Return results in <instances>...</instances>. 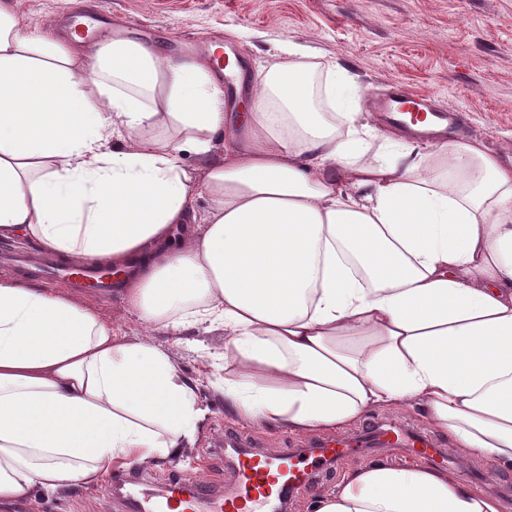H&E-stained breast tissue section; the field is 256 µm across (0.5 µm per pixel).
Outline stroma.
<instances>
[{
    "mask_svg": "<svg viewBox=\"0 0 512 512\" xmlns=\"http://www.w3.org/2000/svg\"><path fill=\"white\" fill-rule=\"evenodd\" d=\"M105 28L164 49L180 58L215 41L245 65L247 81L260 67L277 60L286 42L305 45L343 67L359 88L360 106L370 124L383 120L370 109L373 96L401 87L432 99L441 108L462 112L471 137L485 149L512 158V0H104ZM82 303L100 310L127 340L147 341L167 349L178 368L199 379V400L208 415L196 442L173 461L140 467L143 488L154 493L169 478V464L202 476L214 488L233 489V466L224 458L225 443L277 452L323 444L325 436L285 427L253 426L229 414L209 378L212 355L224 348L223 330L197 328L195 348L174 344L172 336L147 329L123 297L102 301L85 295ZM391 422L448 446L451 439L419 409L374 411L336 431L355 438L376 421ZM411 449L368 443L363 451L343 456L319 469L309 486L293 491L287 512H314V495L326 490L352 468L383 460L414 461ZM445 469L483 493L512 503V468L477 459L448 456ZM15 512H128L125 499L105 485H80L38 497Z\"/></svg>",
    "mask_w": 512,
    "mask_h": 512,
    "instance_id": "stroma-1",
    "label": "stroma"
}]
</instances>
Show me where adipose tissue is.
Returning a JSON list of instances; mask_svg holds the SVG:
<instances>
[{"instance_id": "ef3b65f1", "label": "adipose tissue", "mask_w": 512, "mask_h": 512, "mask_svg": "<svg viewBox=\"0 0 512 512\" xmlns=\"http://www.w3.org/2000/svg\"><path fill=\"white\" fill-rule=\"evenodd\" d=\"M214 50L95 52L0 0V237L139 256L128 303L179 345L223 330L213 390L250 424L420 407L452 454L512 467V164L475 138L367 159L383 133L346 70L293 42L228 121ZM198 388L72 295L0 278V512L178 455L207 416ZM314 509L505 512L454 471L390 461Z\"/></svg>"}]
</instances>
